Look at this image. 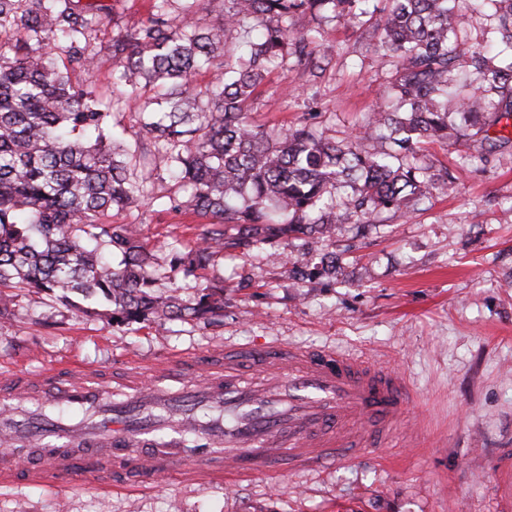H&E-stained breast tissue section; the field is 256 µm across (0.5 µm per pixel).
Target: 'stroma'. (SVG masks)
<instances>
[{"instance_id":"stroma-1","label":"stroma","mask_w":512,"mask_h":512,"mask_svg":"<svg viewBox=\"0 0 512 512\" xmlns=\"http://www.w3.org/2000/svg\"><path fill=\"white\" fill-rule=\"evenodd\" d=\"M95 2L94 76L77 71L71 79L119 95L112 39L146 21L152 0ZM374 23L367 16L359 25L342 18L322 25L323 73L309 77L294 59L272 67L252 106L255 122L310 121L331 141L354 135L394 73L366 37ZM487 135L506 142L481 161L473 158L478 134L419 144L426 163L455 175L447 195L404 219L384 213L338 225L319 249L340 253V270L301 287L297 239L245 257L218 254L197 279L172 272V251L193 244L203 226L186 209H168V198L186 193L156 157L139 174L140 204L112 221L138 225L163 274L159 295L174 289L188 300L223 280V322L119 326L27 293L15 300L18 316L0 320V370L29 375L71 363L107 373L174 357L201 364L227 345L275 340L364 355L403 371L412 389L397 446L233 486L115 489L84 475L61 487L0 484V512H512V124Z\"/></svg>"}]
</instances>
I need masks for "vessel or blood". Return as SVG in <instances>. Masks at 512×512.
Wrapping results in <instances>:
<instances>
[{
	"label": "vessel or blood",
	"mask_w": 512,
	"mask_h": 512,
	"mask_svg": "<svg viewBox=\"0 0 512 512\" xmlns=\"http://www.w3.org/2000/svg\"><path fill=\"white\" fill-rule=\"evenodd\" d=\"M252 368L263 378L245 381ZM188 373L173 364L149 376L125 375L123 400L103 395L105 375L75 365L32 379L0 374L9 395L40 389L57 403L98 412L93 425L56 421L34 433L0 413V479L67 482L76 460L93 478L130 487L172 477L228 484L260 472L303 471L352 460L367 448L385 450L402 434L412 397L396 371L340 349L282 342L224 351L200 384L172 392L164 380Z\"/></svg>",
	"instance_id": "vessel-or-blood-1"
}]
</instances>
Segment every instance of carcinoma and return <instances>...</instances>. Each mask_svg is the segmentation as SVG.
Here are the masks:
<instances>
[{
	"label": "carcinoma",
	"mask_w": 512,
	"mask_h": 512,
	"mask_svg": "<svg viewBox=\"0 0 512 512\" xmlns=\"http://www.w3.org/2000/svg\"><path fill=\"white\" fill-rule=\"evenodd\" d=\"M202 0H154L140 26L112 39L113 84L123 98L102 99L74 86L68 70L93 71L88 52L95 7L75 0H0V288L35 290L43 299L83 302L110 323L162 318H224V287L196 299L155 295L157 269L134 224L104 218L132 206L141 190L131 171L164 152L171 177L190 190L189 207L208 219L201 242L175 252L174 264L195 276L226 249L301 234L328 237L336 225L380 212L403 217L452 184L416 151L426 139L448 138V123L474 126L512 118V59L491 64L501 43L512 48V0H491L494 39L473 44L450 0H385L371 37L396 58L397 78L371 121L342 144L307 125L266 129L249 103L271 66L290 58L323 70L319 29H291L309 15L327 23H361L370 0H226L211 27L197 15ZM214 68L205 89L195 73ZM162 90L164 111L140 101L146 87ZM139 103L135 149L121 154L112 110ZM390 140L389 152L363 154L357 142ZM348 184L342 208L332 190ZM122 261L112 264V251ZM334 252L308 258L300 280L336 272Z\"/></svg>",
	"instance_id": "1"
}]
</instances>
